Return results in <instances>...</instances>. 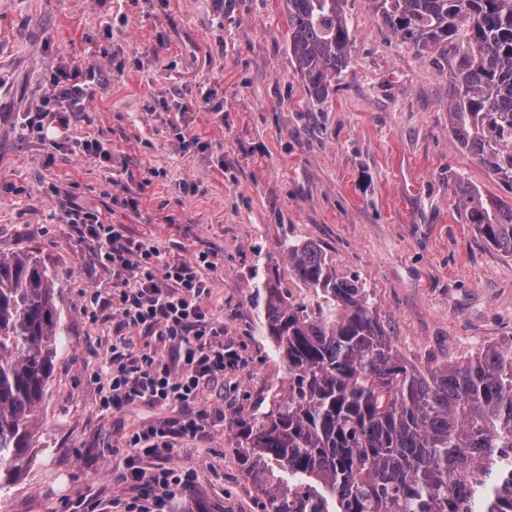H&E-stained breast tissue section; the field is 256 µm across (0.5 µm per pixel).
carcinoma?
I'll use <instances>...</instances> for the list:
<instances>
[{"label":"carcinoma","mask_w":512,"mask_h":512,"mask_svg":"<svg viewBox=\"0 0 512 512\" xmlns=\"http://www.w3.org/2000/svg\"><path fill=\"white\" fill-rule=\"evenodd\" d=\"M343 0H285L288 42L310 98L328 97L352 41ZM401 39L451 53L456 145L512 187V0H368ZM457 207L512 258V204L458 182ZM298 302L270 279L254 295L288 390L235 423L244 476L268 512H512V349L418 368L399 358L371 294L313 242L284 248ZM63 326L55 277L0 256V492L29 460ZM307 498L288 496L295 486Z\"/></svg>","instance_id":"obj_1"}]
</instances>
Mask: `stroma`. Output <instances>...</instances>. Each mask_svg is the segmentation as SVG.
<instances>
[{
	"label": "stroma",
	"instance_id": "obj_1",
	"mask_svg": "<svg viewBox=\"0 0 512 512\" xmlns=\"http://www.w3.org/2000/svg\"><path fill=\"white\" fill-rule=\"evenodd\" d=\"M343 9L352 58L316 101L289 49L284 0H0V256L55 274L65 332L30 461L0 492V512H112L126 435L179 413L99 412L91 373L112 316L84 303L112 276L68 224L71 205L152 235L164 252L218 255L207 306L237 363L205 393L224 427L175 459L197 474L175 512H264L239 466L235 423L288 385L256 286L273 278L315 299L289 275L286 242L319 244L370 290L406 363L512 345V258L466 223L453 187L461 179L506 201L512 190L455 144L448 56L417 52L367 0ZM60 65L95 67L98 84L54 147L22 127ZM184 136L196 145L183 148ZM93 139L109 143L110 164L83 154Z\"/></svg>",
	"mask_w": 512,
	"mask_h": 512
}]
</instances>
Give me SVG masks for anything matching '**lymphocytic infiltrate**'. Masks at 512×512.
I'll use <instances>...</instances> for the list:
<instances>
[{
	"label": "lymphocytic infiltrate",
	"mask_w": 512,
	"mask_h": 512,
	"mask_svg": "<svg viewBox=\"0 0 512 512\" xmlns=\"http://www.w3.org/2000/svg\"><path fill=\"white\" fill-rule=\"evenodd\" d=\"M97 80L91 67L57 68L50 94L29 119L28 135L44 138L49 121L66 136L72 114L84 111ZM66 218L112 275L108 297H90L91 306L110 307L114 318L111 342L93 374L99 411L114 414L138 403L181 409L178 417L141 424L127 436L116 472L125 495L116 506L120 512H170L175 497L195 481L194 472L174 459L184 443L223 425V411L206 407L202 398L237 361L224 344L223 323L203 305L214 286L217 255L201 250L187 260L167 257L154 238L79 206Z\"/></svg>",
	"instance_id": "lymphocytic-infiltrate-1"
}]
</instances>
